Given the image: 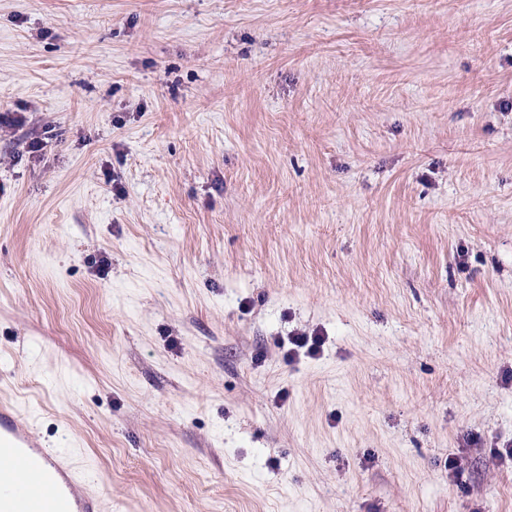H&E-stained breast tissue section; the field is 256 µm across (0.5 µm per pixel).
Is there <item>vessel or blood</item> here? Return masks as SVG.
I'll use <instances>...</instances> for the list:
<instances>
[{"label": "vessel or blood", "instance_id": "b4317fda", "mask_svg": "<svg viewBox=\"0 0 512 512\" xmlns=\"http://www.w3.org/2000/svg\"><path fill=\"white\" fill-rule=\"evenodd\" d=\"M0 512H99L89 483L62 453L42 445L21 411L0 404Z\"/></svg>", "mask_w": 512, "mask_h": 512}]
</instances>
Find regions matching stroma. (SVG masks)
<instances>
[{"instance_id": "1", "label": "stroma", "mask_w": 512, "mask_h": 512, "mask_svg": "<svg viewBox=\"0 0 512 512\" xmlns=\"http://www.w3.org/2000/svg\"><path fill=\"white\" fill-rule=\"evenodd\" d=\"M1 401L100 512H512V0H0ZM323 343L322 336L297 334L296 336L288 337V345H291V347H288L285 351V357L291 362L299 355L302 349H305L304 353L308 356H316L321 351Z\"/></svg>"}]
</instances>
